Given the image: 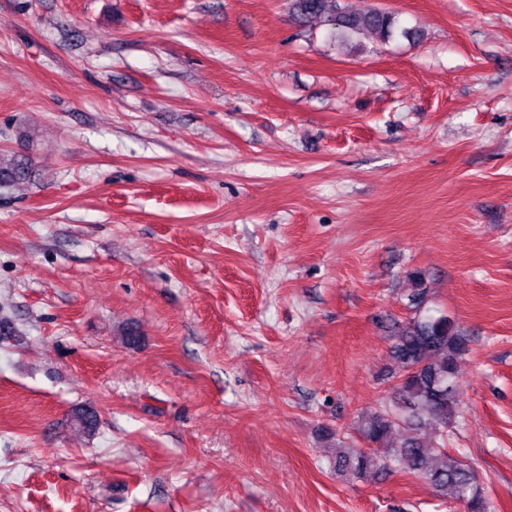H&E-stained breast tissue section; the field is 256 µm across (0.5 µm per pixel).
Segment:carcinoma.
Instances as JSON below:
<instances>
[{
  "mask_svg": "<svg viewBox=\"0 0 512 512\" xmlns=\"http://www.w3.org/2000/svg\"><path fill=\"white\" fill-rule=\"evenodd\" d=\"M290 5L296 21L319 19L344 35L368 28L389 38L396 29L395 16L378 8L355 13L338 0H290ZM30 173L29 159L0 156V190L24 183ZM468 351L467 337L445 315L415 316L399 325L392 354L400 364V379L385 402L363 416L358 428L363 444L339 456L342 466L359 479L403 469L427 479L439 492L452 494L466 512H491V501L474 469L449 456L444 447L448 425L455 418L457 362ZM431 422L439 427L435 446L428 448L419 431Z\"/></svg>",
  "mask_w": 512,
  "mask_h": 512,
  "instance_id": "obj_1",
  "label": "carcinoma"
}]
</instances>
